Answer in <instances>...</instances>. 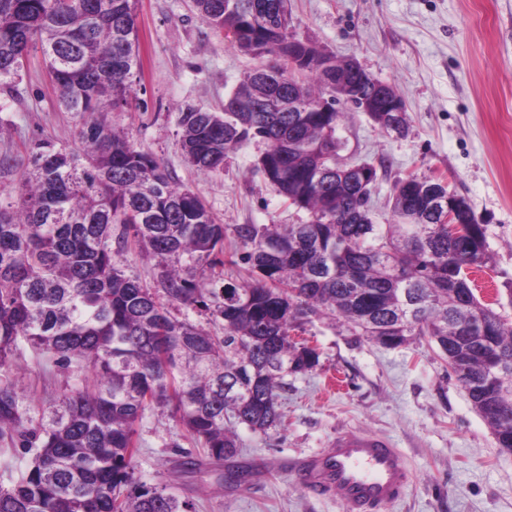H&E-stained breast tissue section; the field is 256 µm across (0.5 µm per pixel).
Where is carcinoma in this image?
I'll return each mask as SVG.
<instances>
[{"instance_id": "obj_1", "label": "carcinoma", "mask_w": 512, "mask_h": 512, "mask_svg": "<svg viewBox=\"0 0 512 512\" xmlns=\"http://www.w3.org/2000/svg\"><path fill=\"white\" fill-rule=\"evenodd\" d=\"M247 2L248 11L194 0L203 22L260 64L223 111L179 113L182 153L212 172L243 144L265 142L255 171L310 220L238 228L245 250L230 264L240 280L219 287L211 272L224 264V225L106 119L128 104L140 69L136 0H0V86L15 89L38 50L60 107L83 120L73 147L33 141L16 197L0 202V445L31 456L18 478L0 483V512H193L135 476L137 424L170 405L208 458L234 456L235 428L277 427L285 378L318 365L295 332L322 315L382 346H435L499 446L506 434L512 448V322L453 274L489 263L483 224L448 235L425 177L394 183L392 224L374 222L371 195L349 179L325 181L347 118L327 90L346 79L355 106L374 77L331 55L328 68L301 67L312 83L288 78L289 58L321 50L295 43L288 0ZM290 97L309 110L293 111ZM132 251L156 262L163 295L126 275L118 258ZM175 304L214 309L224 336L171 316ZM466 318L488 333L455 334ZM23 342L58 366L88 363L93 379L32 408L17 390ZM492 357L505 368L490 370ZM250 476L229 468L224 482Z\"/></svg>"}]
</instances>
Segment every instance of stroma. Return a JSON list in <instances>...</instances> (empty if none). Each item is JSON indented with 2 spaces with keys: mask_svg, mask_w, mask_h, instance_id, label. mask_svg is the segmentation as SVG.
<instances>
[{
  "mask_svg": "<svg viewBox=\"0 0 512 512\" xmlns=\"http://www.w3.org/2000/svg\"><path fill=\"white\" fill-rule=\"evenodd\" d=\"M293 31L320 49L356 59L393 86L407 107L404 134L387 133L350 112L339 134L341 161L385 160L372 191L374 220L393 221L395 181L435 176L464 196L486 228L490 264L474 273L475 294L512 317V0H290ZM141 71L126 106L108 113L113 128L156 157L174 183L197 192L226 228L225 251L241 249L242 224H303L307 211L285 204L253 171L264 151L254 141L221 170L202 173L183 159L177 117L186 106L221 111L256 64L224 31L208 27L192 0H137ZM58 91L41 52L29 54L17 91L0 89V196L16 194L32 140L73 143L80 120L57 108ZM317 348L312 372L289 377L281 424L260 434L238 428L230 464L255 466L249 483L225 484L169 409L138 426L135 474L193 502L196 512H343L335 495L296 480L299 459L327 451L336 433L390 436L413 480L380 512H512V453L472 406L447 363L427 343L387 348L328 317L301 334ZM22 395L48 403L73 383L71 371L32 348L20 359ZM195 460L186 469L185 460Z\"/></svg>",
  "mask_w": 512,
  "mask_h": 512,
  "instance_id": "stroma-1",
  "label": "stroma"
}]
</instances>
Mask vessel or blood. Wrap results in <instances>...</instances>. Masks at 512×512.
<instances>
[{
    "mask_svg": "<svg viewBox=\"0 0 512 512\" xmlns=\"http://www.w3.org/2000/svg\"><path fill=\"white\" fill-rule=\"evenodd\" d=\"M296 477L309 489L336 494L344 512H378L401 499L411 482L394 442L366 431L338 434L328 451L300 463Z\"/></svg>",
    "mask_w": 512,
    "mask_h": 512,
    "instance_id": "vessel-or-blood-1",
    "label": "vessel or blood"
}]
</instances>
